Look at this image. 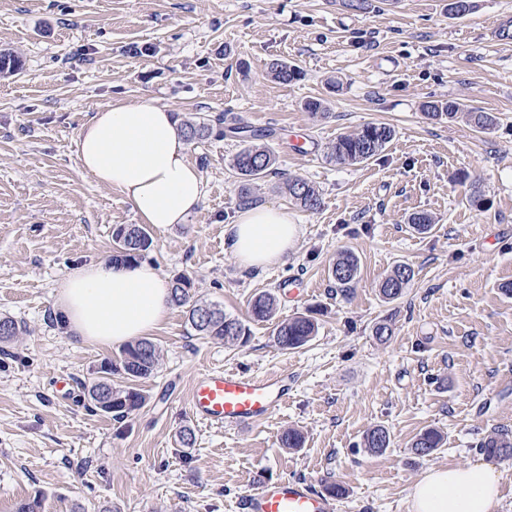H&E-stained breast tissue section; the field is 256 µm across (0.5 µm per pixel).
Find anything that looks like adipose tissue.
Here are the masks:
<instances>
[{
  "label": "adipose tissue",
  "instance_id": "ef3b65f1",
  "mask_svg": "<svg viewBox=\"0 0 512 512\" xmlns=\"http://www.w3.org/2000/svg\"><path fill=\"white\" fill-rule=\"evenodd\" d=\"M79 167L123 194L140 224L186 223L203 198L201 171L187 158L174 112L145 96L95 112L76 140ZM229 250L244 270H264L294 250L299 227L270 205L242 209L229 227ZM171 307L170 283L149 263L73 269L58 285L54 313L68 333L111 346L150 335ZM411 512H495L499 478L483 464L429 469L411 488Z\"/></svg>",
  "mask_w": 512,
  "mask_h": 512
}]
</instances>
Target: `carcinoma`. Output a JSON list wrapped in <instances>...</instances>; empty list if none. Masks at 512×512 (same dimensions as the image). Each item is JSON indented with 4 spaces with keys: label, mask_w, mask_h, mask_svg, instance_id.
Returning <instances> with one entry per match:
<instances>
[{
    "label": "carcinoma",
    "mask_w": 512,
    "mask_h": 512,
    "mask_svg": "<svg viewBox=\"0 0 512 512\" xmlns=\"http://www.w3.org/2000/svg\"><path fill=\"white\" fill-rule=\"evenodd\" d=\"M271 77L282 84H288L300 78V70L286 62L274 61L269 65ZM424 114L431 120L453 121L462 118L480 132L487 133L498 124V117L491 112L474 111L456 100L428 101L422 105ZM221 134H240L242 130L225 113L217 116H192L181 125L187 143L196 144L212 136L215 128ZM394 130L384 124L367 123L355 134L340 135L332 147L330 158L338 164L357 165L366 162L391 142ZM277 162L274 151L266 144L258 142L253 134L241 147L233 159V168L247 182L261 181L275 173ZM287 190L290 197L305 211L315 212L321 206L318 190L310 182L301 178L288 180ZM134 238H122L124 226L113 228L115 248L112 254L114 263L138 262L149 254L153 240L147 228L134 224ZM358 275L357 259L348 252H341L331 268V276L344 296H349ZM413 269L403 263L396 265L391 274L381 283L380 292L387 301L401 297L413 279ZM194 282L191 277L179 274L171 280V300L178 307L186 308L187 321L197 335L226 343H244L249 336V327L242 320L227 315L224 310L212 302L194 298ZM276 310V299L270 293L255 296L249 303L250 318L257 321L272 320ZM318 332V324L311 314L301 313L287 321L275 323L272 335L283 349H297L309 343ZM159 349L148 338L127 343L119 355L109 361L108 372L127 376L130 385L124 388L108 390V400L101 398L100 388L106 382L96 378L88 394L92 407L115 420L127 417L131 412L143 408L147 397L132 383L150 377L158 365ZM442 435L436 430H426L411 443L414 454L427 456L442 445ZM364 447L372 453H382L391 444L388 430L375 426L366 431L363 437ZM479 451L489 458H511L512 439L498 432H491L478 445Z\"/></svg>",
    "instance_id": "cac0c4a2"
}]
</instances>
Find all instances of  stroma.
Returning a JSON list of instances; mask_svg holds the SVG:
<instances>
[{
    "label": "stroma",
    "mask_w": 512,
    "mask_h": 512,
    "mask_svg": "<svg viewBox=\"0 0 512 512\" xmlns=\"http://www.w3.org/2000/svg\"><path fill=\"white\" fill-rule=\"evenodd\" d=\"M475 3L453 18L448 0H366L359 11L346 0H0V54L21 65L0 74V317L23 325L0 355V512L37 494L41 512H238L249 490L285 476L319 492L340 483L337 512H410L426 470L468 463L498 473L497 512H512V459L478 449L491 431L512 435V295L501 289L512 282V0ZM276 59L299 80H273ZM144 96L181 117H234L267 135L278 168L247 184L233 168L237 138L189 146L204 202L185 224L152 229L148 262L169 279L189 274L197 296L239 318L271 292L274 321L311 309L319 332L284 350L274 322H254L246 343L228 345L171 308L151 335L157 370L137 384L147 403L116 421L87 403L118 347L67 335L52 305L73 267L110 263L115 225L137 221L79 168L78 132L98 109ZM312 98L327 115L305 111ZM448 98L494 113L497 127L425 118L424 102ZM371 122L395 131L384 151L331 161L338 136ZM291 176L318 189L320 210L289 198ZM258 204L287 208L300 235L257 273L238 266L225 228ZM418 213L432 218L428 232L412 228ZM344 250L359 263L348 298L329 273ZM399 262L414 277L388 302L379 284ZM384 318L393 334L381 341L372 330ZM220 368L285 372L293 388L258 426L209 427L192 418L190 395ZM60 377L68 385L52 393ZM374 426L391 436L380 454L361 446ZM290 428L302 447H282ZM430 428L443 447L414 455Z\"/></svg>",
    "instance_id": "35a3bbf8"
}]
</instances>
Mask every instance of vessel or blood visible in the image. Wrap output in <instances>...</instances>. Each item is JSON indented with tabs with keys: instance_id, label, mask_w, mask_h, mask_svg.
Returning a JSON list of instances; mask_svg holds the SVG:
<instances>
[{
	"instance_id": "vessel-or-blood-1",
	"label": "vessel or blood",
	"mask_w": 512,
	"mask_h": 512,
	"mask_svg": "<svg viewBox=\"0 0 512 512\" xmlns=\"http://www.w3.org/2000/svg\"><path fill=\"white\" fill-rule=\"evenodd\" d=\"M293 387L285 373L250 374L238 369L206 372L193 386L190 411L198 422L237 428L267 420ZM242 512H335L330 495L302 480L285 478L243 497Z\"/></svg>"
}]
</instances>
